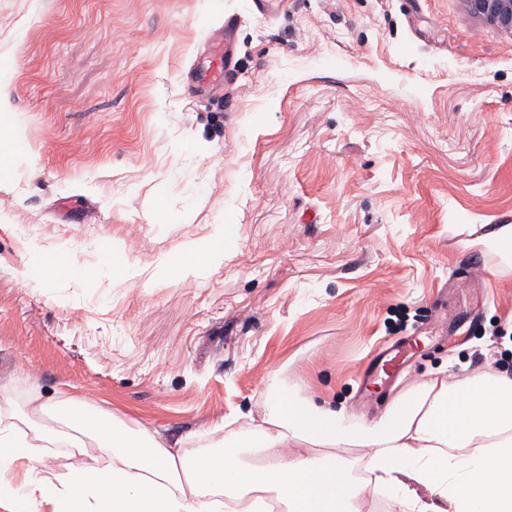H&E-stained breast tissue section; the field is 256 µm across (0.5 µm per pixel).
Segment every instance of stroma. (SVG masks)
<instances>
[{"instance_id": "35a3bbf8", "label": "stroma", "mask_w": 512, "mask_h": 512, "mask_svg": "<svg viewBox=\"0 0 512 512\" xmlns=\"http://www.w3.org/2000/svg\"><path fill=\"white\" fill-rule=\"evenodd\" d=\"M232 15L213 104L187 67ZM2 59L1 415L66 395L207 445L274 383L371 423L428 374L512 371V273L466 244L512 225V29L464 0H0ZM220 221L223 264L161 268ZM105 239L130 274L41 281L38 251ZM409 343L403 341L390 345L383 349L378 355L377 365L367 372V377H371L374 370L376 373L382 372L384 375L389 376L390 373L396 371L401 364H403L406 353L408 351Z\"/></svg>"}]
</instances>
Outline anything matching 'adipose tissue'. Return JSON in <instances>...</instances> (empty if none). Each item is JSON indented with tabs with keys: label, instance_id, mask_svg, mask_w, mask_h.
Masks as SVG:
<instances>
[{
	"label": "adipose tissue",
	"instance_id": "ef3b65f1",
	"mask_svg": "<svg viewBox=\"0 0 512 512\" xmlns=\"http://www.w3.org/2000/svg\"><path fill=\"white\" fill-rule=\"evenodd\" d=\"M228 245L218 224L165 266L203 274ZM59 445L63 469H36ZM342 447L362 449L368 480L356 481ZM21 465V486L0 484L6 512H361L368 495L401 512H512V375L423 380L370 425L280 388L260 420L204 448L64 397L0 419V474Z\"/></svg>",
	"mask_w": 512,
	"mask_h": 512
}]
</instances>
